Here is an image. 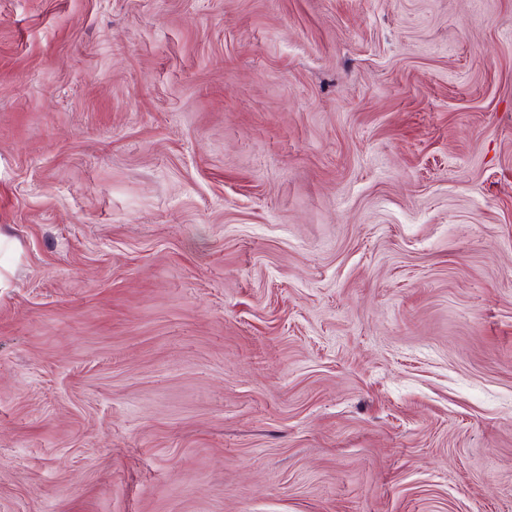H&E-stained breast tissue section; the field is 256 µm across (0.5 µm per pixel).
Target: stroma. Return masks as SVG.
I'll list each match as a JSON object with an SVG mask.
<instances>
[{
  "mask_svg": "<svg viewBox=\"0 0 512 512\" xmlns=\"http://www.w3.org/2000/svg\"><path fill=\"white\" fill-rule=\"evenodd\" d=\"M0 512H512V0H0Z\"/></svg>",
  "mask_w": 512,
  "mask_h": 512,
  "instance_id": "obj_1",
  "label": "stroma"
}]
</instances>
